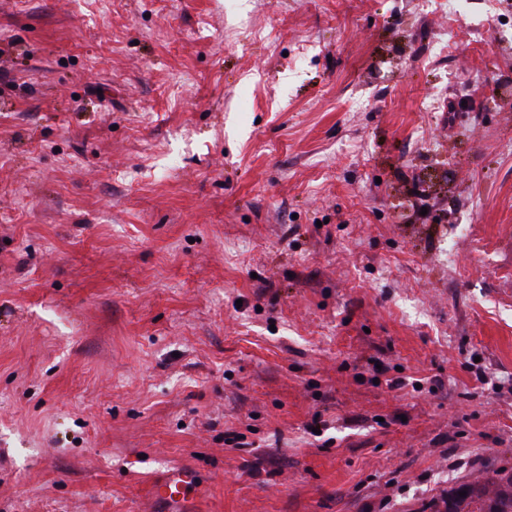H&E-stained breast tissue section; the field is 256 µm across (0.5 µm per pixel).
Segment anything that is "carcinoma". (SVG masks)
<instances>
[{"instance_id":"1","label":"carcinoma","mask_w":512,"mask_h":512,"mask_svg":"<svg viewBox=\"0 0 512 512\" xmlns=\"http://www.w3.org/2000/svg\"><path fill=\"white\" fill-rule=\"evenodd\" d=\"M466 495L461 496L459 492ZM431 512H512V471L486 469L448 489L429 504Z\"/></svg>"}]
</instances>
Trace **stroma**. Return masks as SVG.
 Wrapping results in <instances>:
<instances>
[{"label": "stroma", "mask_w": 512, "mask_h": 512, "mask_svg": "<svg viewBox=\"0 0 512 512\" xmlns=\"http://www.w3.org/2000/svg\"><path fill=\"white\" fill-rule=\"evenodd\" d=\"M178 466L190 512L512 470V0H0V512Z\"/></svg>", "instance_id": "1"}]
</instances>
